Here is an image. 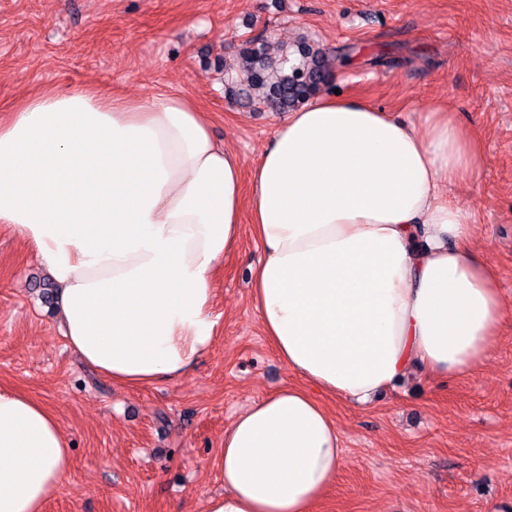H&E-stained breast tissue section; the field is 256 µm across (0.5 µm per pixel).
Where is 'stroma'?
Wrapping results in <instances>:
<instances>
[{"instance_id": "35a3bbf8", "label": "stroma", "mask_w": 512, "mask_h": 512, "mask_svg": "<svg viewBox=\"0 0 512 512\" xmlns=\"http://www.w3.org/2000/svg\"><path fill=\"white\" fill-rule=\"evenodd\" d=\"M260 35L319 46L341 93L416 122L442 104L479 133L481 173L451 193L512 301V0H0V117L52 87L182 95L248 173L284 116L228 102L221 62ZM260 256L243 232L217 274V341L190 373L130 388L68 347L45 266L0 225V386L43 403L71 444L46 512H202L223 492L225 428L301 382L250 301ZM324 403L344 461L314 512H512V319L475 374L419 372L365 406Z\"/></svg>"}]
</instances>
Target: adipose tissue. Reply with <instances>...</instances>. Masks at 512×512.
I'll return each instance as SVG.
<instances>
[{"mask_svg": "<svg viewBox=\"0 0 512 512\" xmlns=\"http://www.w3.org/2000/svg\"><path fill=\"white\" fill-rule=\"evenodd\" d=\"M478 133L323 94L282 123L250 176L189 99L51 88L0 119V224L32 244L61 330L112 382L184 378L215 341V274L243 228L251 297L301 385L224 431L204 512H313L344 448L321 395L365 405L416 368L489 363L512 302L450 192L477 176ZM56 416L0 387V512H44L69 476Z\"/></svg>", "mask_w": 512, "mask_h": 512, "instance_id": "1", "label": "adipose tissue"}]
</instances>
